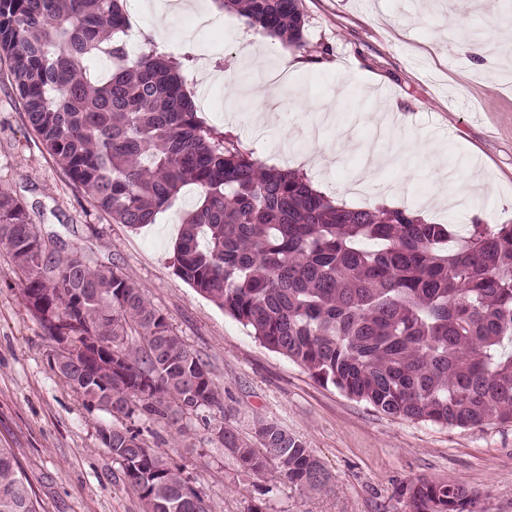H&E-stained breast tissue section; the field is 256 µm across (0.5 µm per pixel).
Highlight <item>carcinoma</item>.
Masks as SVG:
<instances>
[{
    "label": "carcinoma",
    "instance_id": "cac0c4a2",
    "mask_svg": "<svg viewBox=\"0 0 512 512\" xmlns=\"http://www.w3.org/2000/svg\"><path fill=\"white\" fill-rule=\"evenodd\" d=\"M215 3L285 51L304 49L301 0ZM129 33L126 0H0V57L26 121L94 206L136 229L196 186L176 273L269 349L388 417L512 423V224L476 217L460 237L406 206L349 208L207 125L188 87L190 58L147 36L134 52ZM101 56L111 70L94 79L87 62ZM0 247L46 337L68 341L58 373L88 406L173 423L224 408L208 364L139 284L114 265L47 249L23 202L2 192ZM106 434L143 512H211L140 433L112 424L99 429ZM254 434L255 447L227 427L216 437L245 471L273 467L308 491L332 489L287 429L259 419ZM398 496L408 512H475L477 503L474 490L436 479L403 484ZM40 508L12 449L0 447V512Z\"/></svg>",
    "mask_w": 512,
    "mask_h": 512
}]
</instances>
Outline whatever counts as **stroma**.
Instances as JSON below:
<instances>
[{
  "mask_svg": "<svg viewBox=\"0 0 512 512\" xmlns=\"http://www.w3.org/2000/svg\"><path fill=\"white\" fill-rule=\"evenodd\" d=\"M154 0H127L133 31L164 26L160 47L192 52L189 88L208 124L237 137L261 162L306 174L350 207L386 197L420 208L439 190L436 170L475 159L493 189L457 210L434 208L426 221L466 230L474 217L512 223V13L502 0H302L307 45L284 51L230 13L204 20L212 0L191 11L157 14ZM498 51L476 68L475 32ZM222 72L246 95L203 84ZM320 110H312V103ZM392 105L389 133L370 116ZM436 144L437 156L405 152ZM371 152L391 161L374 180L357 174ZM0 192L26 205L44 236L94 262L117 265L144 288L174 330L208 363L223 409H202L170 424L87 407L53 369V344L26 308L7 252L0 248V447L12 449L42 512H142L136 493L98 439L123 424L181 467L212 512H404L396 493L419 478L469 486L478 512H512V424L442 428L391 419L315 381L271 351L178 277L175 211L134 229L113 223L64 175L28 126L0 61ZM262 417L302 439L331 474L334 489L310 493L276 470H242L216 439L225 426L253 439Z\"/></svg>",
  "mask_w": 512,
  "mask_h": 512,
  "instance_id": "1",
  "label": "stroma"
}]
</instances>
